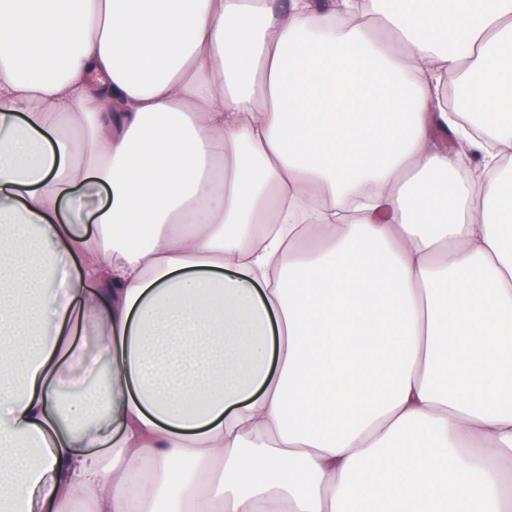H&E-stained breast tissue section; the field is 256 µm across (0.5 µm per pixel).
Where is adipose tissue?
<instances>
[{"label":"adipose tissue","mask_w":512,"mask_h":512,"mask_svg":"<svg viewBox=\"0 0 512 512\" xmlns=\"http://www.w3.org/2000/svg\"><path fill=\"white\" fill-rule=\"evenodd\" d=\"M370 494L512 512V0H0V512Z\"/></svg>","instance_id":"ef3b65f1"}]
</instances>
